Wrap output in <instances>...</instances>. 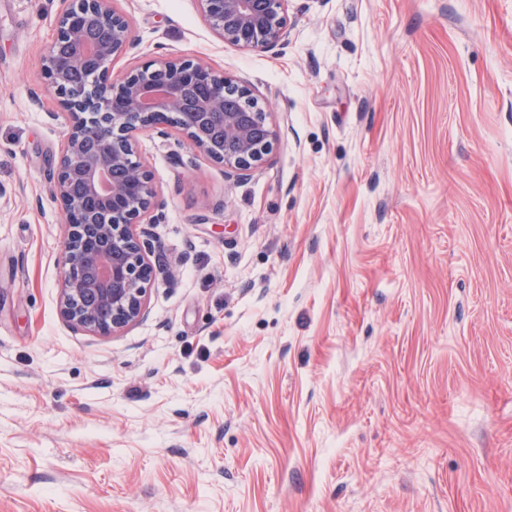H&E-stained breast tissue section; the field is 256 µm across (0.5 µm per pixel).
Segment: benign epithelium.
Here are the masks:
<instances>
[{"label":"benign epithelium","mask_w":512,"mask_h":512,"mask_svg":"<svg viewBox=\"0 0 512 512\" xmlns=\"http://www.w3.org/2000/svg\"><path fill=\"white\" fill-rule=\"evenodd\" d=\"M56 37L44 59L50 88L69 116L54 182L66 223L60 264L59 311L75 330L114 336L145 316L156 275L166 274L165 255L147 251V226L158 222L157 189L135 160L143 132L169 125L224 174L241 178L263 165L278 133L269 113L236 75L205 63L171 59L112 75L109 64L130 44V24L112 0H65ZM205 20L224 43L268 51L288 37V0H198ZM68 40L62 55L57 44ZM76 72L93 83L72 91Z\"/></svg>","instance_id":"7a95c632"}]
</instances>
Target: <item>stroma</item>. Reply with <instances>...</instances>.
I'll return each mask as SVG.
<instances>
[{"instance_id": "1", "label": "stroma", "mask_w": 512, "mask_h": 512, "mask_svg": "<svg viewBox=\"0 0 512 512\" xmlns=\"http://www.w3.org/2000/svg\"><path fill=\"white\" fill-rule=\"evenodd\" d=\"M272 112L251 176L141 135L173 274L114 336L58 310L62 0H0V512H512V0H290L286 45L115 0Z\"/></svg>"}]
</instances>
